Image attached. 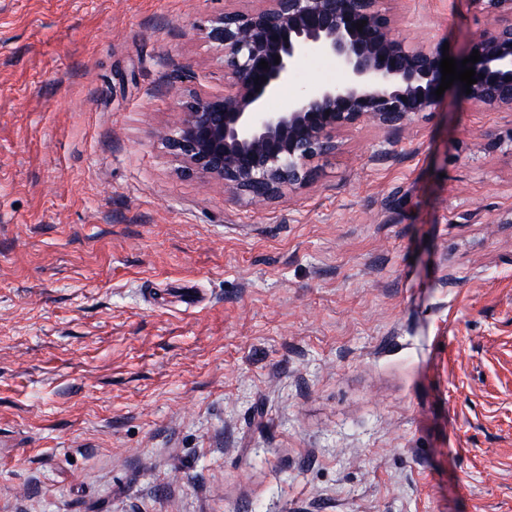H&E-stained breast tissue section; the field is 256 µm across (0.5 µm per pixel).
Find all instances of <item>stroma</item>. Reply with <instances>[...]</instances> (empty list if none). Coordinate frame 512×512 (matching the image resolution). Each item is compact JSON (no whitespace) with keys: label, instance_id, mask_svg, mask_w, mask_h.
<instances>
[{"label":"stroma","instance_id":"obj_1","mask_svg":"<svg viewBox=\"0 0 512 512\" xmlns=\"http://www.w3.org/2000/svg\"><path fill=\"white\" fill-rule=\"evenodd\" d=\"M257 5L0 0V512H512V112L456 82L236 200L159 134ZM393 10L459 61L493 22Z\"/></svg>","mask_w":512,"mask_h":512}]
</instances>
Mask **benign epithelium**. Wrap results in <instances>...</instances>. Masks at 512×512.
<instances>
[{
  "mask_svg": "<svg viewBox=\"0 0 512 512\" xmlns=\"http://www.w3.org/2000/svg\"><path fill=\"white\" fill-rule=\"evenodd\" d=\"M259 2L214 20L210 37L224 59V93L186 97L170 86L180 118L163 139L187 172L261 204L307 184L311 162L336 150L338 131L364 122L395 129L440 103L442 42L406 43L381 0ZM470 2L495 22L470 46L480 61L467 98L488 112L512 111V0ZM320 53L336 58L340 79L314 82L269 111L267 100L300 61ZM263 60L266 69L258 67Z\"/></svg>",
  "mask_w": 512,
  "mask_h": 512,
  "instance_id": "7a95c632",
  "label": "benign epithelium"
}]
</instances>
